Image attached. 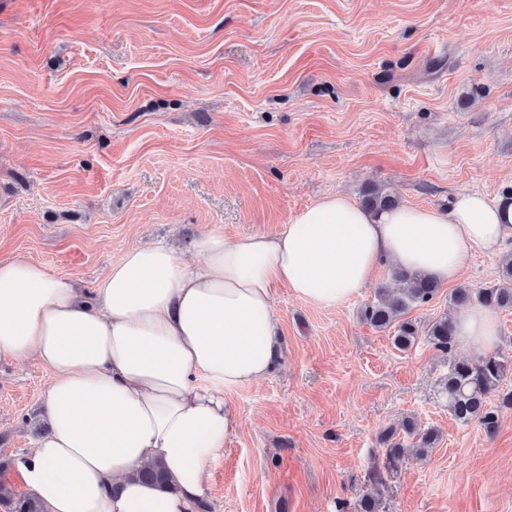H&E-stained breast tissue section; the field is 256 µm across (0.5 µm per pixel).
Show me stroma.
Wrapping results in <instances>:
<instances>
[{"label": "stroma", "instance_id": "1", "mask_svg": "<svg viewBox=\"0 0 512 512\" xmlns=\"http://www.w3.org/2000/svg\"><path fill=\"white\" fill-rule=\"evenodd\" d=\"M371 187L442 209L512 189V0H0V258L89 287L131 247L190 261L210 225L273 234ZM509 256L469 254L462 287ZM392 272L334 308L276 289L280 360L227 392L204 512H512V408L456 421L447 354L361 319ZM49 381L0 365V458L33 447ZM408 420L436 447L372 482Z\"/></svg>", "mask_w": 512, "mask_h": 512}]
</instances>
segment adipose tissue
I'll return each mask as SVG.
<instances>
[{"mask_svg":"<svg viewBox=\"0 0 512 512\" xmlns=\"http://www.w3.org/2000/svg\"><path fill=\"white\" fill-rule=\"evenodd\" d=\"M512 239V192H462L448 209L366 211L340 194L275 234L207 228L195 262L164 245L129 249L91 288L23 255L0 259V362L52 373L47 431L16 466L45 512H201L209 465L239 428L228 391L276 368L275 287L333 308L387 263L458 281L470 252ZM480 356L498 343L491 310L456 319ZM162 464L170 483L138 480Z\"/></svg>","mask_w":512,"mask_h":512,"instance_id":"ef3b65f1","label":"adipose tissue"}]
</instances>
